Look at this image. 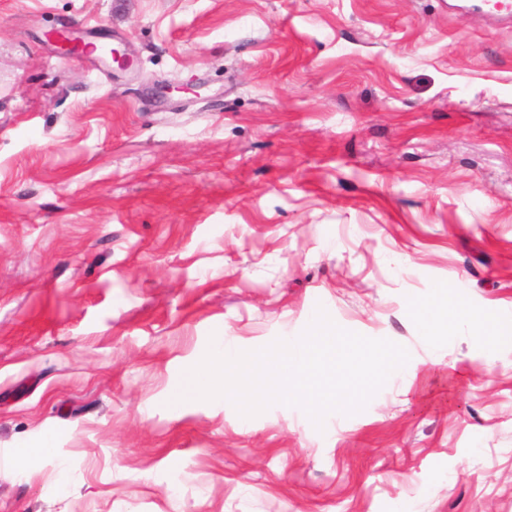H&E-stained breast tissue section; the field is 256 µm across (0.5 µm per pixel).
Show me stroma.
I'll return each mask as SVG.
<instances>
[{
	"label": "stroma",
	"mask_w": 512,
	"mask_h": 512,
	"mask_svg": "<svg viewBox=\"0 0 512 512\" xmlns=\"http://www.w3.org/2000/svg\"><path fill=\"white\" fill-rule=\"evenodd\" d=\"M443 298L512 311V20L485 0H0V512H512V344L462 318L433 345ZM319 306L414 379L320 430L172 409L211 337ZM42 434L67 484L11 465ZM457 309L451 306L439 308L423 307L417 311L419 320L431 331L432 336H453L454 318Z\"/></svg>",
	"instance_id": "obj_1"
}]
</instances>
